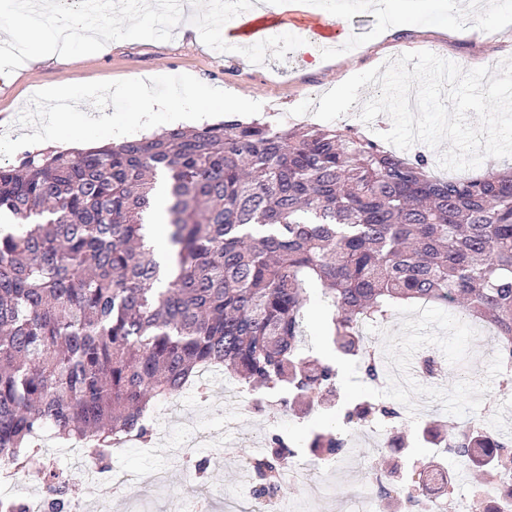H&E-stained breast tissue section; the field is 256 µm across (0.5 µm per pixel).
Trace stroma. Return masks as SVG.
Returning a JSON list of instances; mask_svg holds the SVG:
<instances>
[{
  "label": "stroma",
  "instance_id": "35a3bbf8",
  "mask_svg": "<svg viewBox=\"0 0 512 512\" xmlns=\"http://www.w3.org/2000/svg\"><path fill=\"white\" fill-rule=\"evenodd\" d=\"M92 2L91 25L73 30L68 57L32 63L23 53L0 55V68L9 70L8 76L0 77V164H18L36 125L48 136L46 148L67 149L66 141L54 138L56 126L46 120L41 98L45 87L64 81L97 86L151 75L160 92L175 96L184 76L190 74L204 87L251 96L259 120L288 127L316 124L322 94L353 74L406 52L427 50L450 57L465 70L493 68L512 58V25L503 32L479 30L461 39L450 31L454 13L434 11L429 0H408L398 24L364 8V0H323L327 15L347 31L350 42L343 60L327 57L315 70L293 51L297 31L293 24L272 30L256 45L254 54L235 55L234 65L226 66L221 26L214 20L216 0H196V14L208 16L209 22L195 31L167 12L143 11L141 0ZM96 36L102 39L101 48L83 52V42ZM375 334L384 358L403 365L408 387L385 381L369 384L353 366L344 390L353 398L377 394L382 402L399 406L404 431L418 430L422 420L414 414L418 407L425 408V417L445 425L479 417L492 401L512 408V396L505 398L500 392L496 355L483 353L488 340L484 325L440 305L407 304L397 307L387 323L376 326ZM425 355L439 365L429 380L417 370ZM227 381V374L220 370L209 376L210 400L205 404L188 391L179 399L155 402L152 441L132 442L112 454L110 469L133 477L114 496L125 512H172L174 501L191 508L206 495L212 501L211 512H242L250 501L233 470L222 467V460L241 464L250 453L243 439L280 435L301 443L311 431L326 425L317 415L300 419L273 409L259 416L233 412L224 405ZM195 432L210 437L195 456L208 466L210 478L205 482L190 478L180 461L183 444ZM391 463L389 449L363 448L312 483L283 478L278 497L296 512H354L368 487V472Z\"/></svg>",
  "mask_w": 512,
  "mask_h": 512
}]
</instances>
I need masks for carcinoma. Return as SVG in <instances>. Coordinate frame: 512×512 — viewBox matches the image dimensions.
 <instances>
[{"label": "carcinoma", "mask_w": 512, "mask_h": 512, "mask_svg": "<svg viewBox=\"0 0 512 512\" xmlns=\"http://www.w3.org/2000/svg\"><path fill=\"white\" fill-rule=\"evenodd\" d=\"M352 128L223 122L77 151L27 152L0 165V461L25 468L47 426L82 438L105 462L115 440L151 434V400L173 399L207 366L283 411L338 405L336 366L305 350L307 290L321 288L331 351L366 380L382 369L361 326L403 303L462 307L495 330L512 365V167L464 180L427 173ZM168 186L169 254L145 242L157 179ZM401 433L398 407L345 409ZM329 465L354 451L316 433ZM246 463L255 494L276 493L293 448ZM435 447L484 484L512 468V444L480 418ZM435 457H421L380 496L415 506Z\"/></svg>", "instance_id": "1"}]
</instances>
